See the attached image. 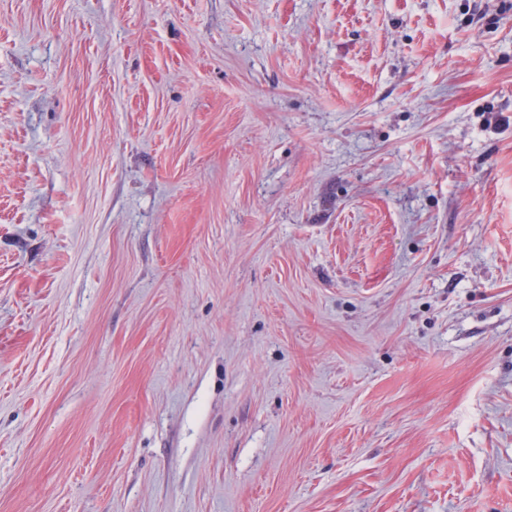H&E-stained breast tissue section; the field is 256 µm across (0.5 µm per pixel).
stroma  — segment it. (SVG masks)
<instances>
[{
    "label": "stroma",
    "mask_w": 512,
    "mask_h": 512,
    "mask_svg": "<svg viewBox=\"0 0 512 512\" xmlns=\"http://www.w3.org/2000/svg\"><path fill=\"white\" fill-rule=\"evenodd\" d=\"M0 512H512V0H0Z\"/></svg>",
    "instance_id": "1"
}]
</instances>
